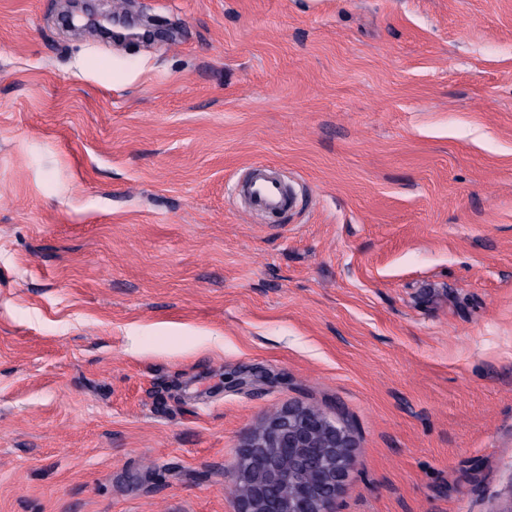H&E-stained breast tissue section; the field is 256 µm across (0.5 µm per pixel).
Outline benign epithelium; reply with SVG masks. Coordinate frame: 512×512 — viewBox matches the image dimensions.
Returning a JSON list of instances; mask_svg holds the SVG:
<instances>
[{
	"label": "benign epithelium",
	"instance_id": "obj_1",
	"mask_svg": "<svg viewBox=\"0 0 512 512\" xmlns=\"http://www.w3.org/2000/svg\"><path fill=\"white\" fill-rule=\"evenodd\" d=\"M354 442L343 423L290 405L241 438L224 478L238 490L237 512H336V498L353 469ZM288 453L293 464L281 467Z\"/></svg>",
	"mask_w": 512,
	"mask_h": 512
}]
</instances>
